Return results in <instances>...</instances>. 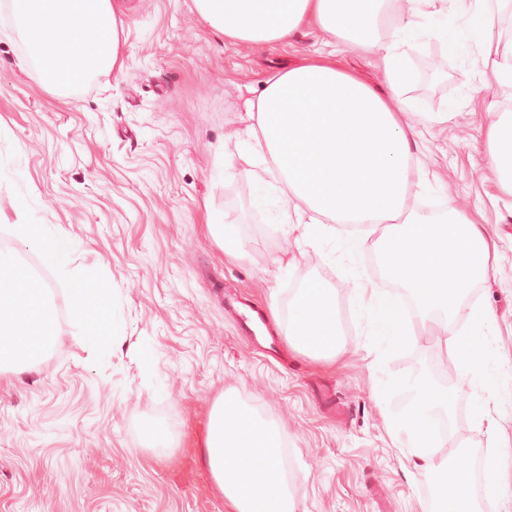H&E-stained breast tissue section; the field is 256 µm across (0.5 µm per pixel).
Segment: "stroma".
Here are the masks:
<instances>
[{
  "label": "stroma",
  "mask_w": 512,
  "mask_h": 512,
  "mask_svg": "<svg viewBox=\"0 0 512 512\" xmlns=\"http://www.w3.org/2000/svg\"><path fill=\"white\" fill-rule=\"evenodd\" d=\"M11 2L0 0V236L9 239L6 253L37 258L16 225H56L72 267L111 289L118 338L105 356L76 344L74 285L52 277L62 344L0 384V512H227L201 448L207 413L229 388L279 423L295 512H421L431 487L385 424L416 403L401 384L415 375L452 394L447 451H465L472 464L494 458L493 510L512 512V198L500 195L482 133L488 103L512 113V90L482 87L480 64L446 48L437 65L424 66L428 34L405 47L413 80L401 97L411 122L456 109L448 123L423 129V184L411 188L408 205L420 214L450 205L477 217L496 246L488 281L453 317L466 323L476 308L494 316L500 398L497 432L486 444L475 393L459 363L444 366L435 326L414 320L413 343L372 362L345 270L355 267L389 297L404 295L380 263L383 225L334 224L309 247L277 208L253 206L256 175L269 181L273 173L237 136L263 80L322 54L383 84L371 58L313 26L254 47L224 40L193 0H121L122 71L96 72L60 91L21 67L28 44ZM220 147L233 166L218 179ZM19 198L27 203L21 214L12 207ZM212 212L235 223L238 256L225 255L209 233ZM316 277L336 291L346 347L333 363L286 340L295 290ZM228 296L276 306L275 357L238 331ZM381 378L393 386L380 397ZM325 389L346 417L319 403ZM147 421L175 432L169 457L144 447Z\"/></svg>",
  "instance_id": "1"
}]
</instances>
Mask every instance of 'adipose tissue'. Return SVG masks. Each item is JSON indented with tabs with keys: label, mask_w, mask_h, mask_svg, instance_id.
<instances>
[{
	"label": "adipose tissue",
	"mask_w": 512,
	"mask_h": 512,
	"mask_svg": "<svg viewBox=\"0 0 512 512\" xmlns=\"http://www.w3.org/2000/svg\"><path fill=\"white\" fill-rule=\"evenodd\" d=\"M14 22L26 36L31 65L57 89L77 72H104L121 66L122 21L113 0H24ZM414 20L427 19L438 38L454 51L466 50L481 65L484 87L512 89V51H502L493 37L494 14L480 0H448L449 12L466 17L465 28L448 22L436 0H409ZM385 0H194L214 30L232 42L264 45L284 41L313 25L375 56L386 87L378 89L333 60L309 57L285 71L269 74L256 99L247 103V134L257 157H270L280 178L279 197L259 186L256 209L279 200L282 221L310 212L309 245H316L328 223L387 224L379 239L386 274L407 288L424 317L451 334L453 351L467 377L484 393L495 394L492 366L494 319L478 309L468 328L449 329L466 288L485 280L490 247L478 224L445 208L436 217L408 210L407 196L416 171L411 164L419 137L405 121L409 106L399 94L411 73L399 45L410 26L394 25L389 40L378 33ZM491 167L502 191L512 196V113H492L485 131ZM362 314L372 325L375 357L405 347L411 333L405 315L363 277L353 280ZM106 288H78L71 317L85 345L107 354L112 344L100 334L111 317ZM61 338L47 289L12 256L0 253V378L32 367L54 350ZM287 341L319 360H332L345 341L336 316V295L320 279L297 289L288 313ZM419 396L406 418L387 420L389 434L424 463L433 483L423 512H477L464 473L436 458L432 425L448 392L429 378L406 379ZM204 456L209 472L232 512H295L288 475L281 462L279 426L254 412L227 391L212 404L206 422Z\"/></svg>",
	"instance_id": "ef3b65f1"
}]
</instances>
